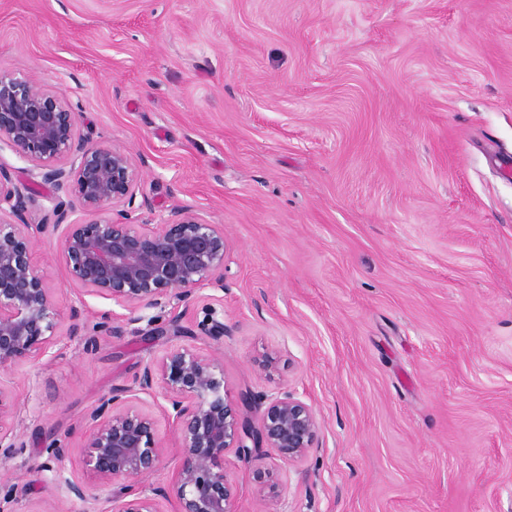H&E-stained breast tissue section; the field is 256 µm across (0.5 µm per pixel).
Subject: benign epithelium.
<instances>
[{
  "label": "benign epithelium",
  "instance_id": "7a95c632",
  "mask_svg": "<svg viewBox=\"0 0 512 512\" xmlns=\"http://www.w3.org/2000/svg\"><path fill=\"white\" fill-rule=\"evenodd\" d=\"M29 163L25 181L0 163V462L23 453L18 400L10 383L16 367L52 356L61 331L78 340L86 355L100 339L122 336L128 326L142 336H182L151 358L131 382L112 388L86 415L89 433L83 473L55 481L72 502L85 503L95 489L111 490V512H162L173 496L179 512H234L236 487L224 471V455L244 461L260 456L291 463L319 447L320 424L312 405L283 389L273 395H232L224 357L199 350L195 341L224 343V321L209 313L196 324L168 306L189 308L224 291L228 242L224 225L189 208H176L163 224L127 222L135 207L140 171L131 153L91 145L81 134L77 107L50 87L0 72V145ZM52 206L41 222L43 189ZM118 218H113V215ZM55 234L61 261L81 292L125 310L89 315L84 302L57 306L54 289L39 274L35 251L41 234ZM160 310L147 315L148 310ZM172 425L183 448L172 482L145 483L167 457L155 413ZM258 415L253 422L251 414ZM12 477L0 475V512H14ZM265 512H279V483L271 468L256 472Z\"/></svg>",
  "mask_w": 512,
  "mask_h": 512
}]
</instances>
